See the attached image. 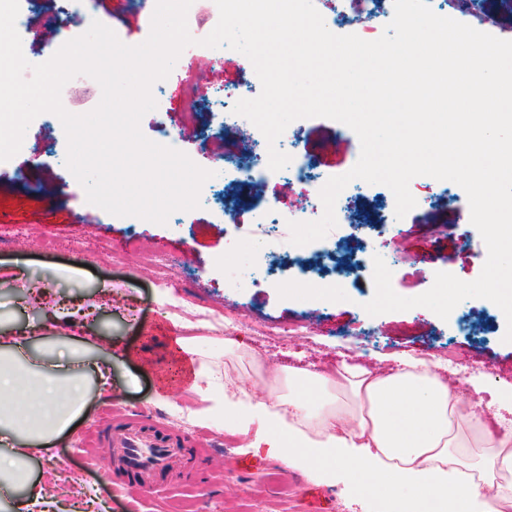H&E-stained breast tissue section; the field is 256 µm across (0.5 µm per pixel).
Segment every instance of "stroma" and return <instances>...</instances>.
Returning <instances> with one entry per match:
<instances>
[{"instance_id":"stroma-1","label":"stroma","mask_w":512,"mask_h":512,"mask_svg":"<svg viewBox=\"0 0 512 512\" xmlns=\"http://www.w3.org/2000/svg\"><path fill=\"white\" fill-rule=\"evenodd\" d=\"M19 31L34 51L33 63H43L45 31L54 16L44 8L20 6ZM198 54L186 47L167 78L162 111H150L141 130L154 138L158 125H180V84L196 70ZM214 65L199 87L208 97L213 86L243 82L250 60L235 50H218ZM338 121L300 118L288 126L299 147L327 177L345 174L357 162L360 145L339 132ZM185 148L198 166L212 171L206 185L210 204L187 211L166 224H147L134 216L99 213L93 224L74 223L82 211L85 192L65 168L44 166V189L22 187L32 169L31 156L21 152L0 162V332L28 329L38 348L47 350L53 325L49 309L30 298L36 288L50 287L61 303L96 305L94 316L71 327L74 346L88 341L113 347L112 389L90 391L70 434L52 457L33 458L32 466L48 472L65 506L80 501L95 488L107 512H182V494L200 496L199 512H380L378 497L344 480L324 486L282 460L253 447V434L229 426L224 416L199 422L201 403L192 384V360L210 364L225 376L230 397L261 398L272 373L289 367L328 372L342 363L360 364L378 373H391L399 358L413 356L435 363L456 350L460 366L448 368L461 395L480 380L492 387L512 385V343L504 342L506 319L491 301L469 298L448 319L424 307L369 315L363 308L373 294V258L382 256L392 272L394 291L415 297L427 291L436 272L471 282L482 271L487 254L479 231L459 219L468 200L453 186L447 200L438 194L442 181L428 176L411 181L414 197L433 198L427 208H413L391 219L385 234L366 236L353 225L331 229L342 248L334 257L308 252L305 268L289 254L280 262L283 278L255 287L254 267L265 248L263 236L237 237L226 221L234 214L239 191L223 163L199 150L195 135ZM55 246H44L46 238ZM170 257L169 302L160 303L152 273L141 261L146 247ZM112 288V306L99 308L100 288ZM230 315L235 324L224 328L213 314ZM194 321L182 328L181 319ZM301 325L304 338L267 335L268 326ZM196 336V356L179 351L178 337ZM241 343L239 355L225 353L226 342ZM143 407L169 432L189 434L197 446L177 460L151 496L136 489L116 488L99 463L111 450L102 432L118 410Z\"/></svg>"}]
</instances>
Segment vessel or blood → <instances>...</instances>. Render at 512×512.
<instances>
[{
	"instance_id": "vessel-or-blood-1",
	"label": "vessel or blood",
	"mask_w": 512,
	"mask_h": 512,
	"mask_svg": "<svg viewBox=\"0 0 512 512\" xmlns=\"http://www.w3.org/2000/svg\"><path fill=\"white\" fill-rule=\"evenodd\" d=\"M105 439L113 462L143 491L153 489L172 463L195 446L194 439L166 431L140 411L113 421Z\"/></svg>"
}]
</instances>
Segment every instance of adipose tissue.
I'll list each match as a JSON object with an SVG mask.
<instances>
[{
    "label": "adipose tissue",
    "instance_id": "adipose-tissue-1",
    "mask_svg": "<svg viewBox=\"0 0 512 512\" xmlns=\"http://www.w3.org/2000/svg\"><path fill=\"white\" fill-rule=\"evenodd\" d=\"M196 377L202 401L234 415L241 430L263 423L271 453L317 480L363 483L389 508L404 489L416 501L447 500L450 512H512V430L483 431L481 385L461 397L423 360H402L385 376L347 363L333 373L291 368L287 390L270 386L254 402L225 401L207 365ZM92 386L111 388V360L37 354L28 336H0V496L11 512H55L54 481L35 474L28 450L56 446ZM335 388L350 402L332 398Z\"/></svg>",
    "mask_w": 512,
    "mask_h": 512
}]
</instances>
